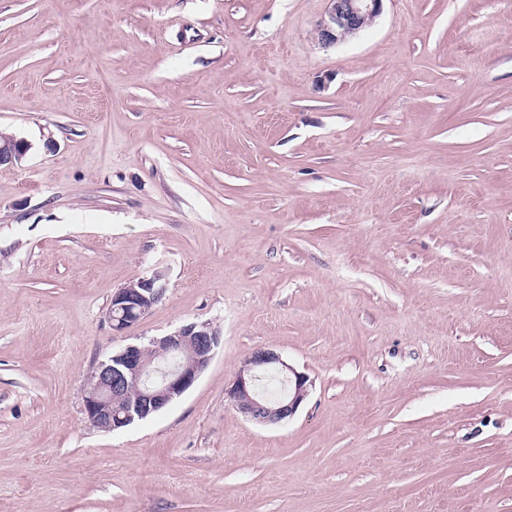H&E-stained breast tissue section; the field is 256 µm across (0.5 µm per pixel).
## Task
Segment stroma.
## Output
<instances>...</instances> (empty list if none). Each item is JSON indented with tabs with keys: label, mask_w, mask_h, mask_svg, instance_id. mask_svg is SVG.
I'll return each instance as SVG.
<instances>
[{
	"label": "stroma",
	"mask_w": 512,
	"mask_h": 512,
	"mask_svg": "<svg viewBox=\"0 0 512 512\" xmlns=\"http://www.w3.org/2000/svg\"><path fill=\"white\" fill-rule=\"evenodd\" d=\"M0 0V512H512V0ZM162 272L145 320L112 293ZM207 321L155 416L98 363ZM272 348L312 387L260 425ZM328 9L317 28L324 47L345 42L369 27L379 16L383 0H327ZM9 136H0L1 142ZM0 142V166L2 165H11L17 166L21 164L22 160L26 156L27 152L30 149L28 143L24 140H18L16 138L11 137L10 139H6V143ZM166 281L161 274L139 277L113 291L107 313L112 330L121 333L133 324L144 320L166 291ZM221 343L220 330L208 322H192L173 334L150 341L156 360L146 359L140 345H127L102 362L87 381L83 411L96 427L115 431L137 417L155 415L186 393L213 359ZM174 363L152 383L163 362ZM127 408L123 415L120 409ZM116 400V409L112 403ZM149 418V417H148ZM272 369L288 379V397L279 401L261 398L255 390L256 372ZM267 375L260 374L258 389L267 395H279L288 386L280 382L279 389H270L263 381ZM312 386L309 377L298 372L283 360L274 349H259L252 353L237 374L228 396L232 405L244 417L261 425H275L288 421L295 415L309 394Z\"/></svg>",
	"instance_id": "obj_1"
}]
</instances>
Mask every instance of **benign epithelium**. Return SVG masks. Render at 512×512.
<instances>
[{
  "mask_svg": "<svg viewBox=\"0 0 512 512\" xmlns=\"http://www.w3.org/2000/svg\"><path fill=\"white\" fill-rule=\"evenodd\" d=\"M328 9L317 28L319 43L338 45L369 27L379 16L383 0H327ZM30 145L10 138L0 143V166L22 162ZM166 291L163 276L155 273L129 282L112 293L107 313L112 330L121 333L144 320ZM221 343L220 330L208 322H192L174 333L150 341L154 359L145 358L140 345H128L102 362L87 381L83 411L96 427L115 431L135 417L155 415L186 393L213 359ZM272 369L288 379V397L270 401L255 390L256 372ZM309 377L283 360L274 349L252 353L237 374L228 396L236 410L261 425H275L295 415L309 394ZM127 408H113L117 397Z\"/></svg>",
  "mask_w": 512,
  "mask_h": 512,
  "instance_id": "obj_1",
  "label": "benign epithelium"
}]
</instances>
